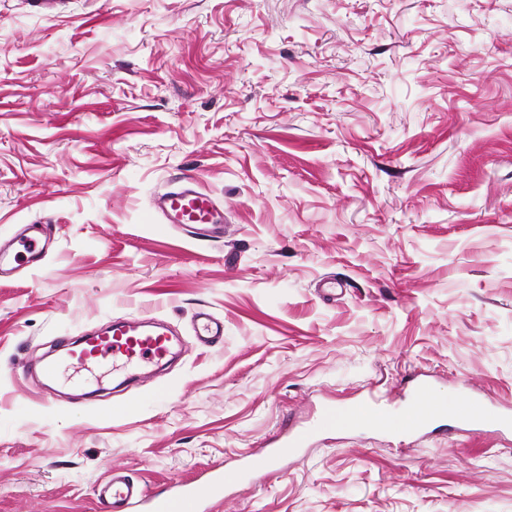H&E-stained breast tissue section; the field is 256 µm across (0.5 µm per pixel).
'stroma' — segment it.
<instances>
[{"instance_id": "35a3bbf8", "label": "stroma", "mask_w": 512, "mask_h": 512, "mask_svg": "<svg viewBox=\"0 0 512 512\" xmlns=\"http://www.w3.org/2000/svg\"><path fill=\"white\" fill-rule=\"evenodd\" d=\"M32 2L0 0V249H51L0 278V512H103L113 470L152 494L413 373L512 409V0ZM182 174L223 240L161 231ZM145 313L166 367L44 380ZM216 512H512V431L333 430ZM40 225L39 224H29L28 225V234L25 235L24 240L21 241V246L23 251L17 252L13 258L8 257V255H0V266L2 264L7 265L10 262H18L22 253L30 254L31 256H36L43 251V248H40ZM194 329L196 335L203 340L214 339L224 334L223 324L207 312L198 313Z\"/></svg>"}]
</instances>
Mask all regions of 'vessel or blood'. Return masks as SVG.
Masks as SVG:
<instances>
[{
	"instance_id": "obj_1",
	"label": "vessel or blood",
	"mask_w": 512,
	"mask_h": 512,
	"mask_svg": "<svg viewBox=\"0 0 512 512\" xmlns=\"http://www.w3.org/2000/svg\"><path fill=\"white\" fill-rule=\"evenodd\" d=\"M154 207L167 223L195 226L199 237L211 239L224 234L223 216L212 197L200 191L191 177L174 179L156 199ZM194 329L204 340L224 333L223 324L206 312L198 313ZM171 345L168 333L158 326L155 319L143 315L113 324L111 333L69 350L68 363L80 369L96 355L104 365L131 366L143 359L165 356ZM447 416L472 425L492 424L501 429L512 427V415L491 412L482 400L475 398L450 405L428 399L420 392L413 401L397 410L380 407L368 398L346 411L333 407L324 409L314 423L290 428L271 448L252 454L244 466L212 470L192 483H176L151 496L143 494L123 472L116 471L102 483L99 497L107 512H211L214 503L223 500L226 488L241 484L248 474L268 471L275 460L308 447L321 432L371 429L419 435L435 420Z\"/></svg>"
}]
</instances>
